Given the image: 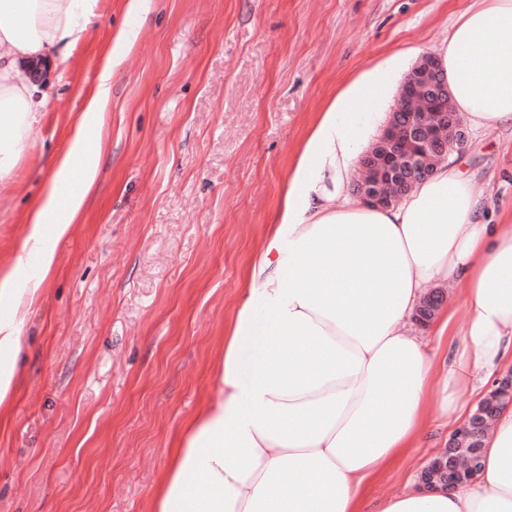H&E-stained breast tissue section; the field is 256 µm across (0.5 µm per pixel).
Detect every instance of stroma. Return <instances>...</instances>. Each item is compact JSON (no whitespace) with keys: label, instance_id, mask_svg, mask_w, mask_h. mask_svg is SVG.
I'll return each mask as SVG.
<instances>
[{"label":"stroma","instance_id":"1","mask_svg":"<svg viewBox=\"0 0 512 512\" xmlns=\"http://www.w3.org/2000/svg\"><path fill=\"white\" fill-rule=\"evenodd\" d=\"M469 0H150L119 46L126 0H97L84 41L35 74L49 104L0 186V274L31 226L106 58L116 62L98 188L55 248L23 327L20 386L0 423V512H149L298 151L352 79L392 55L438 54ZM462 167L488 223L512 214V132L469 129ZM449 428L365 498L417 488Z\"/></svg>","mask_w":512,"mask_h":512}]
</instances>
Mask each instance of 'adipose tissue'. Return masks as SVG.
<instances>
[{
	"label": "adipose tissue",
	"mask_w": 512,
	"mask_h": 512,
	"mask_svg": "<svg viewBox=\"0 0 512 512\" xmlns=\"http://www.w3.org/2000/svg\"><path fill=\"white\" fill-rule=\"evenodd\" d=\"M97 0H0V184L12 179L46 102L31 69L87 32ZM456 112L471 127L512 130V0H471L438 55ZM392 64L377 65L327 105L297 157L284 202L253 256L216 361L215 385L185 424L152 512H366L363 488L422 447L430 414L469 416L455 389L483 390L512 365V224L484 221L474 179L440 165L398 205L343 200L364 135L381 108ZM114 66L105 63L76 134L33 205L24 251L42 274L95 190ZM52 224L51 237L41 225ZM461 285L471 308L464 337L433 371L449 310L413 329L429 288ZM41 294L0 275V405L13 395L24 322ZM477 478L420 490L375 512H512V406L484 439Z\"/></svg>",
	"instance_id": "obj_1"
}]
</instances>
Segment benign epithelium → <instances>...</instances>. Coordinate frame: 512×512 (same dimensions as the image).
Instances as JSON below:
<instances>
[{"instance_id": "1", "label": "benign epithelium", "mask_w": 512, "mask_h": 512, "mask_svg": "<svg viewBox=\"0 0 512 512\" xmlns=\"http://www.w3.org/2000/svg\"><path fill=\"white\" fill-rule=\"evenodd\" d=\"M448 97V82L438 73V62L434 55H424L418 61L415 71L400 89L397 104L393 111L406 119L405 125L389 126L385 132L381 148L383 156L374 158L367 152L360 158L359 165L364 177L354 188L356 197L364 204L376 206L394 205L402 196L394 195L391 190L404 188L427 180L433 176L436 167L427 159L399 156L396 148L400 131L412 132L422 138L425 146L434 155L446 159L467 141V128L463 119L446 112L428 113L421 108L430 101H443ZM512 396V379L497 382L494 390L482 401L478 409L465 423L456 427L448 439V447L441 449L434 459L438 466L447 471V479L436 483L424 468L419 474L421 485L431 491H450L458 486L464 474L477 465L476 449L482 435L490 426L502 408V399Z\"/></svg>"}]
</instances>
